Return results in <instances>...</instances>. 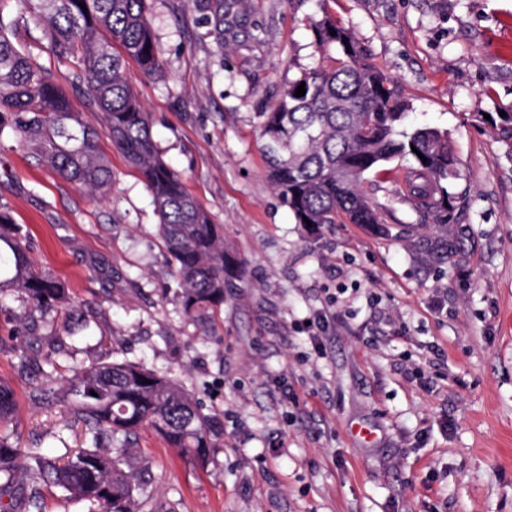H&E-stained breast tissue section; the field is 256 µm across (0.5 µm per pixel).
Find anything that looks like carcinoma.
<instances>
[{
    "label": "carcinoma",
    "mask_w": 512,
    "mask_h": 512,
    "mask_svg": "<svg viewBox=\"0 0 512 512\" xmlns=\"http://www.w3.org/2000/svg\"><path fill=\"white\" fill-rule=\"evenodd\" d=\"M41 25V39L70 67V88L100 128L75 111L55 74L32 62L11 37L23 14ZM336 35H330V31ZM318 64L288 82L278 104L262 113L267 176L296 223L359 224L381 236H414L422 224H387L362 190L371 173L396 162L405 170L403 197L436 227L416 246L428 261H448V179L457 158L448 133L406 124L410 104L398 83L365 62L350 30L330 14L313 23ZM147 78L163 76L150 0H0V140L13 138L59 176L92 194L112 188L101 134L141 174L159 217L158 232L192 321L224 304L229 259L224 236L158 155L151 119L129 85L127 59ZM305 83V95L295 91ZM424 158H419L418 154ZM28 234L0 206V274L39 311L72 308L65 282L39 273L27 256ZM61 392L35 385L29 398L49 406L63 398L82 425L85 446L60 457L30 448L28 464L12 442L14 399L0 384V512H45L44 490L58 487L88 512H145L150 502L142 472L124 468L139 431L151 429L168 446L204 464L216 447L215 417L168 372L141 361L106 357L72 371Z\"/></svg>",
    "instance_id": "carcinoma-1"
}]
</instances>
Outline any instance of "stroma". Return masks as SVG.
Returning a JSON list of instances; mask_svg holds the SVG:
<instances>
[{
	"mask_svg": "<svg viewBox=\"0 0 512 512\" xmlns=\"http://www.w3.org/2000/svg\"><path fill=\"white\" fill-rule=\"evenodd\" d=\"M330 13L394 78L417 125L447 131L457 156L444 264L402 237L356 224L309 233L267 181L261 115L319 54ZM165 80L128 78L162 158L224 227V303L182 315L151 195L109 139L114 174L96 199L0 141V204L30 236L31 261L66 281L83 325L53 312L35 335L16 292L0 294V380L15 393L14 441L51 456L84 444L67 404L35 407L21 357L70 328L72 366L106 349L170 369L215 415L198 464L142 432L131 464L163 512H512V0H235L224 36L197 0H152ZM400 169L362 185L390 224L418 218ZM327 324L313 347L303 324ZM369 428L364 441L356 427Z\"/></svg>",
	"mask_w": 512,
	"mask_h": 512,
	"instance_id": "stroma-1",
	"label": "stroma"
}]
</instances>
